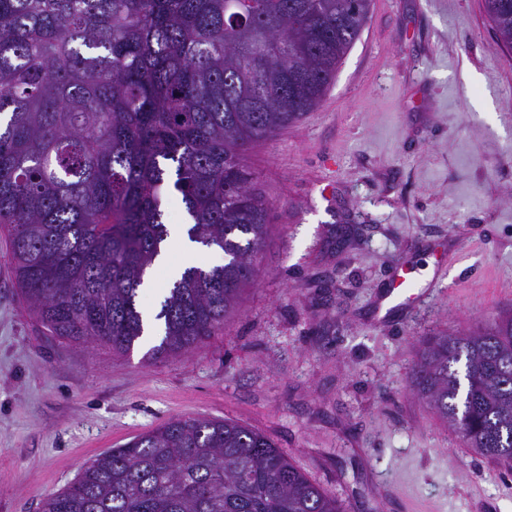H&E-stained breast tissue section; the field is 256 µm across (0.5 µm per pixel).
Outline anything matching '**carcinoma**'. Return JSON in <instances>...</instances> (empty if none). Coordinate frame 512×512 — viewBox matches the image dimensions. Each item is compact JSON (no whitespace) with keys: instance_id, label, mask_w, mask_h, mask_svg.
<instances>
[{"instance_id":"carcinoma-1","label":"carcinoma","mask_w":512,"mask_h":512,"mask_svg":"<svg viewBox=\"0 0 512 512\" xmlns=\"http://www.w3.org/2000/svg\"><path fill=\"white\" fill-rule=\"evenodd\" d=\"M512 49V0H483ZM371 0H0V232L17 288L54 336L116 352L179 197L185 269L156 313L153 359L224 326L257 274L269 204L253 146L315 111ZM409 384L472 453L512 469V316L418 340ZM41 512H346L264 433L168 420L96 458Z\"/></svg>"}]
</instances>
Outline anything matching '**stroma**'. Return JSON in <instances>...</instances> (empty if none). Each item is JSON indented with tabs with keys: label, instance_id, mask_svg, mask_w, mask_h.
Instances as JSON below:
<instances>
[{
	"label": "stroma",
	"instance_id": "1",
	"mask_svg": "<svg viewBox=\"0 0 512 512\" xmlns=\"http://www.w3.org/2000/svg\"><path fill=\"white\" fill-rule=\"evenodd\" d=\"M258 277L223 330L146 359L51 335L0 234V512H40L98 454L178 417L269 436L349 512H512V471L408 387L421 336L512 314V49L482 0H372L319 108L255 145ZM401 323L376 305L396 265Z\"/></svg>",
	"mask_w": 512,
	"mask_h": 512
}]
</instances>
